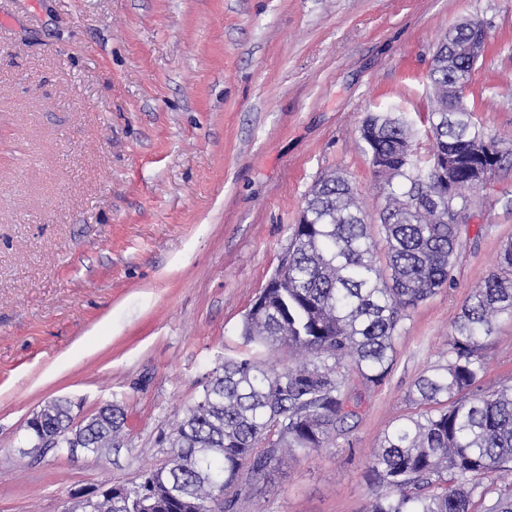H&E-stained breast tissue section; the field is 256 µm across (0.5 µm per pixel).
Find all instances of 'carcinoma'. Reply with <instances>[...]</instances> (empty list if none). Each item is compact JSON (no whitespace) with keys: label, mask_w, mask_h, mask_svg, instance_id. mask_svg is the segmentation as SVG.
Returning <instances> with one entry per match:
<instances>
[{"label":"carcinoma","mask_w":512,"mask_h":512,"mask_svg":"<svg viewBox=\"0 0 512 512\" xmlns=\"http://www.w3.org/2000/svg\"><path fill=\"white\" fill-rule=\"evenodd\" d=\"M436 51L430 85L465 89L474 62L448 59L442 42ZM426 122L429 167L448 159L447 208L411 206L431 189L420 177L412 128L399 116L369 115L361 139L373 174L388 187L380 211L385 267L349 180L333 174L318 181L304 209L310 223L294 225L274 274L281 283L271 282L266 306L249 311L243 327L247 341L289 347L304 361L283 369L252 355L224 361L167 437L173 455L145 470L140 483L89 501L86 512H140L143 497L154 502L151 512H237L242 492L288 454L325 448L349 429L359 401L341 368L351 364L367 388L383 382L409 310L448 283L459 246L448 210L464 217L483 185L478 173L493 174L512 157V142L476 125L456 92L434 98ZM502 314L512 315V242L463 305L446 361L415 382L410 401L422 411L384 432L368 458L373 483L385 492L366 512H512V487L483 483L491 472L512 469V386L481 388V349ZM125 422L120 404L103 405L82 427L84 447H112ZM71 423V401L58 399L26 439L51 436L56 453L68 455Z\"/></svg>","instance_id":"1"}]
</instances>
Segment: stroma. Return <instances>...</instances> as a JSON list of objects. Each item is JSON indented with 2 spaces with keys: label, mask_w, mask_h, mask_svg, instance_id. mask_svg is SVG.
I'll return each mask as SVG.
<instances>
[{
  "label": "stroma",
  "mask_w": 512,
  "mask_h": 512,
  "mask_svg": "<svg viewBox=\"0 0 512 512\" xmlns=\"http://www.w3.org/2000/svg\"><path fill=\"white\" fill-rule=\"evenodd\" d=\"M483 22L465 100L512 137V0H0V512H64L74 492L133 486L214 368L287 347L244 318L287 253L321 177L345 175L368 224L387 187L360 127L392 112L431 141L426 74L440 39ZM448 284L412 310L394 365L333 445L298 452L238 512H365L379 436L415 413L454 321L512 241V165L473 197ZM487 390L512 384V316L482 349ZM73 423L119 402L100 453L29 454L48 401Z\"/></svg>",
  "instance_id": "stroma-1"
}]
</instances>
